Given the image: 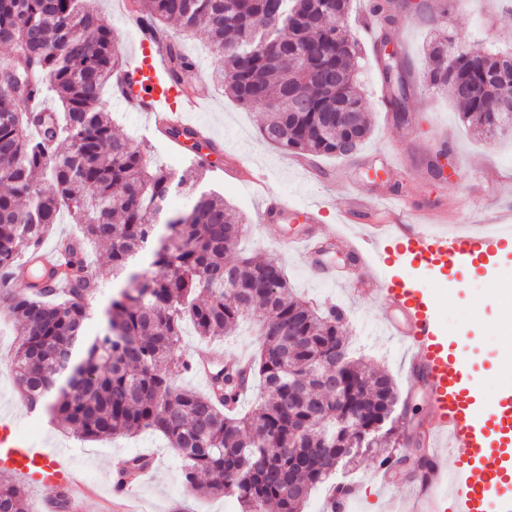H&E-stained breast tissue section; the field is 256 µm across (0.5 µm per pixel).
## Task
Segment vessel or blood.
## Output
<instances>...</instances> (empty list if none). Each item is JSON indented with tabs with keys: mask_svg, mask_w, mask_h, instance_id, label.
I'll use <instances>...</instances> for the list:
<instances>
[{
	"mask_svg": "<svg viewBox=\"0 0 512 512\" xmlns=\"http://www.w3.org/2000/svg\"><path fill=\"white\" fill-rule=\"evenodd\" d=\"M164 42V37L141 32V54L121 74L117 102L148 113L156 128L171 132V145L184 152L191 148L190 140L181 135L191 126L187 115L201 110L207 98L188 97L178 86L163 87L154 81L164 60ZM246 178L262 197L259 223L274 224L291 213L315 222L319 204L290 206L270 191L265 174L250 171ZM381 199L378 193L357 197L352 211L364 218L368 231L359 237L341 235L337 241L361 269L364 291L383 298L388 308L384 324L411 353L408 379L425 386L432 411L426 426L407 434L426 455L429 468L426 475L414 478L402 512H512V389L489 403L477 400L469 361L453 350L432 295L411 278H383L378 273L379 267L398 257L443 274L484 266L512 253V226L451 233L440 222L407 223L404 207L379 209ZM450 454L458 461L456 467L445 461ZM0 469L41 489L49 512H55L61 491L68 512H81L69 456L33 447L16 432L6 412H0Z\"/></svg>",
	"mask_w": 512,
	"mask_h": 512,
	"instance_id": "obj_1",
	"label": "vessel or blood"
}]
</instances>
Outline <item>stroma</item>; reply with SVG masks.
<instances>
[{
  "mask_svg": "<svg viewBox=\"0 0 512 512\" xmlns=\"http://www.w3.org/2000/svg\"><path fill=\"white\" fill-rule=\"evenodd\" d=\"M370 4L371 0H353L347 19L361 42L359 81L372 123L369 138L353 156L313 157L308 167L297 166L294 154L260 139L258 128L264 111L239 105L217 84L210 87L209 107L195 113V120L206 125L225 149L224 163L239 169L267 170L272 190L289 203L325 201L316 226L322 236L347 232L341 212L356 193L379 187L405 195L421 213L447 211L449 226L455 230L478 229L489 223L512 225V133L494 137L474 134L461 121L447 93L424 79V44L440 22H447L449 31L470 45L512 52V13L504 11L501 0H398L395 21L386 32L390 48L406 63L410 88L406 110L399 117L387 103L381 66L365 29ZM107 109L115 134L152 144L155 165L177 175L190 166L191 154L174 153L143 113L128 112L112 103ZM444 148L449 151L450 166L438 178L431 173L430 163ZM384 159L396 160L397 170L381 169ZM204 184L223 197L245 224L240 250L258 260L280 258L290 287L315 307H342L357 358L387 373L397 391H404L409 356L384 332V310L378 299L356 296L349 286L323 282L317 275L320 265L333 263L349 277H357L352 257L339 249L312 258L287 250L284 240L306 232V224L290 220L266 228L255 224L259 200L244 179L210 171ZM89 260L100 283L89 306L88 333L93 336L100 330L115 284L106 247L91 248ZM411 275L435 297L439 318L449 335L461 337L460 349L472 363L480 398L490 401L512 387V353L504 352L500 339L502 331L512 328V311L501 306L503 283L497 270H463L442 278L431 269L415 267ZM0 410L14 415L16 430L23 438L51 454L65 451L73 459L72 480L90 490L84 512H106L113 460L140 452L156 458L153 467L134 484L140 512H241L236 498L189 493L177 459L157 435L142 432L133 437L86 441L49 417L28 415L17 397L10 311L4 305H0ZM373 470L370 453H361L350 479L360 488L363 512H388L392 500L409 494V479L393 476L391 485L384 488L373 480Z\"/></svg>",
  "mask_w": 512,
  "mask_h": 512,
  "instance_id": "stroma-1",
  "label": "stroma"
}]
</instances>
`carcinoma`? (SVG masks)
Here are the masks:
<instances>
[{
	"label": "carcinoma",
	"instance_id": "cac0c4a2",
	"mask_svg": "<svg viewBox=\"0 0 512 512\" xmlns=\"http://www.w3.org/2000/svg\"><path fill=\"white\" fill-rule=\"evenodd\" d=\"M83 0H0V276L19 254L34 252L65 211L78 240L64 245L54 271L36 269L26 292L0 289L15 330L13 371L20 396L78 437L164 436L182 461L187 491L233 496L242 512H302L311 489L330 485L326 512H336V491L348 492L346 468L372 429L370 447L380 465L398 468L401 433L393 417L392 379L354 358L344 311L321 310L292 294L281 263L238 253L242 220L203 188L206 164L177 176L155 167L142 141L114 134L104 91L125 61L112 28ZM131 0L137 21L163 29L177 21L186 32L204 30L224 57L218 73L238 103L268 117L261 138L294 154L347 157L371 125L355 61L359 43L346 26L352 0ZM440 28L428 45L424 73L448 93L461 120L481 134L512 124L502 112L503 85L486 76L502 54L462 44ZM387 102L400 112L408 98L401 57L380 58ZM195 63L182 41L168 46L157 71L163 84L186 85ZM331 77L340 104L358 113L350 129L326 121V97L298 105L302 89ZM53 91L59 107L31 112L28 103ZM68 141L69 152L57 144ZM192 204L170 212L168 199L184 189ZM106 243L117 292L100 332L85 333V298L99 283L86 270L88 246ZM65 278L68 295L51 282ZM261 310L258 348L250 376L261 390L255 408H231L243 381L217 370L206 393L178 385L189 373L177 355L182 323L219 340ZM343 350L341 359L336 351ZM332 370L349 388L342 398L319 390L315 377ZM0 512H27L16 485H0Z\"/></svg>",
	"mask_w": 512,
	"mask_h": 512
}]
</instances>
